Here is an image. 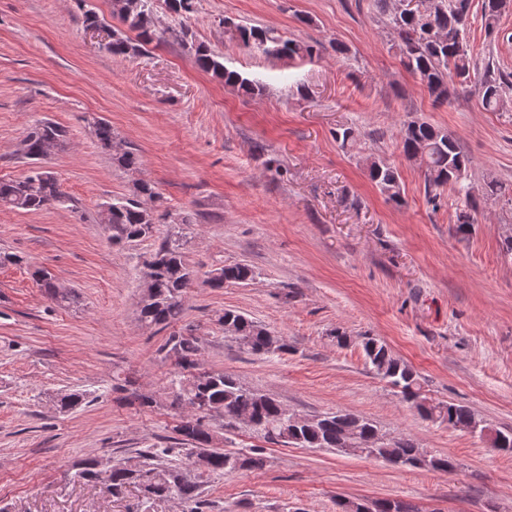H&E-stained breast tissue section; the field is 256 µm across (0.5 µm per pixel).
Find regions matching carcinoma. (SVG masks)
Segmentation results:
<instances>
[{"label": "carcinoma", "instance_id": "cac0c4a2", "mask_svg": "<svg viewBox=\"0 0 512 512\" xmlns=\"http://www.w3.org/2000/svg\"><path fill=\"white\" fill-rule=\"evenodd\" d=\"M112 0V14L130 30L138 32V40L132 41L118 33L106 49L114 56H136L142 46L157 38L153 21V0ZM380 11L388 16V24L397 35L394 47L403 67L418 77L434 100H448V81L456 77L467 80L475 70L473 58L464 45V34L470 24L472 0H414L408 9L389 7V0H376ZM507 0H482V18L485 27H494ZM242 44L267 57L313 56L315 46L295 40H283L270 32L251 26L237 27ZM194 64L201 70L224 81V85L236 87L248 95H259L263 87L244 77L240 72L224 65V57L198 46ZM479 96L484 109L497 111L502 103L501 83L486 76L479 84ZM92 133L102 147H111L112 126L103 119L91 123ZM67 130L50 122L35 127L25 138L23 155L29 160L41 159L45 141L52 139L65 143ZM401 145L405 156L419 162L425 190L431 201H436L440 190L451 187L464 196V208L456 212V232L467 234L474 224V213L479 207L471 187L465 184L469 160L456 140L424 121H409L401 130ZM370 180L389 199H401L399 170L372 158H365ZM158 201L155 186L146 180L139 181L130 197H121L107 204L108 216L99 223L112 229V241L131 243L154 235L156 225L144 220L143 202ZM71 199L61 190L55 175L48 170H36L21 180H0V208L8 207L25 211H40L49 206L64 205ZM186 240L180 235L164 238L144 260V275L150 278L152 298L140 303V321L153 326L167 327L176 322L183 312V295L189 285L199 279L197 271L185 261ZM41 286L58 304H71L76 295L67 290L59 293L53 277L47 271H38ZM254 268L242 262L226 264L206 273L202 284L213 290L226 284H246L254 280ZM221 325L232 328V339L238 348L250 355L269 356L286 354L291 350L288 340L244 314L226 309L218 317ZM362 349L366 364L379 377L398 389L402 399L411 404L422 417L440 421L452 428L470 430L479 419L468 407L453 402H434L421 394L415 371L393 356L381 340L365 336ZM163 359H170L179 369L173 380L176 386L172 405L195 404L198 408L216 407L224 415V432L235 429L242 420L251 422L249 429L267 443L283 446L298 445L303 448L345 447L349 433L358 437L360 447L352 449L355 456L383 459L395 466L425 467L435 471L452 473L457 464L445 457L427 456L422 449L407 438L391 437L382 448H370L368 443L377 426L368 418L337 411L319 416L318 422L295 425L277 399L241 384L224 371H198L200 348L195 338L173 334L161 346ZM208 414L200 412L178 422L173 431L180 448H152L143 454V460L132 465L123 460L112 464V473L102 477L95 469V459L85 458L75 465L73 478L91 483H101L113 497L123 496L129 488H139L144 497L152 501H164L178 497L191 506L190 512H203L201 484L186 474V468L203 454H209L208 466L199 473L223 474L240 469H260L265 464L262 448H213V434L206 423Z\"/></svg>", "mask_w": 512, "mask_h": 512}]
</instances>
